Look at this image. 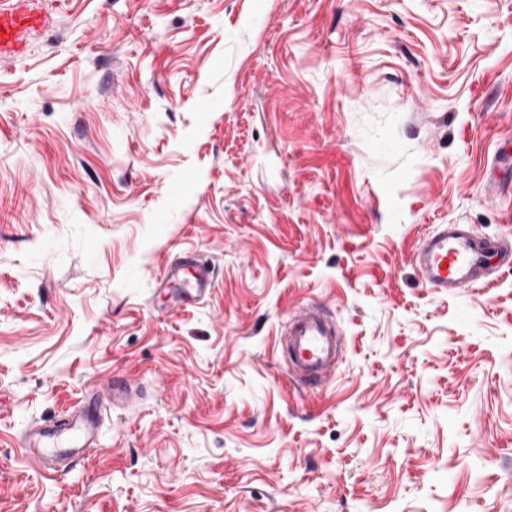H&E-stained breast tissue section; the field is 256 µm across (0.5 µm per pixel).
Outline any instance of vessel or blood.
<instances>
[{
	"instance_id": "b4317fda",
	"label": "vessel or blood",
	"mask_w": 512,
	"mask_h": 512,
	"mask_svg": "<svg viewBox=\"0 0 512 512\" xmlns=\"http://www.w3.org/2000/svg\"><path fill=\"white\" fill-rule=\"evenodd\" d=\"M32 0H0V58L19 55L21 35L38 27L41 14ZM413 263L423 283L442 295L478 284H490L497 267L512 263V242L489 241L470 224H439L426 235L413 254ZM190 274L196 296H203L213 283L214 265L194 251L165 267L161 282ZM335 321L317 305H304L291 312L286 322L283 355L289 372L312 385L328 382L334 375L339 354ZM100 391H92L83 409L64 425H36L28 434L26 450L47 465L65 456L76 458L95 446L100 420Z\"/></svg>"
}]
</instances>
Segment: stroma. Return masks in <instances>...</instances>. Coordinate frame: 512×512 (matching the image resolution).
Returning <instances> with one entry per match:
<instances>
[{
    "label": "stroma",
    "instance_id": "stroma-1",
    "mask_svg": "<svg viewBox=\"0 0 512 512\" xmlns=\"http://www.w3.org/2000/svg\"><path fill=\"white\" fill-rule=\"evenodd\" d=\"M37 4L0 58V512H512V268L412 264L512 240V0ZM306 303L346 346L316 392L276 351ZM116 378L85 460L24 455ZM413 263L428 288L448 296L460 288L490 284L497 267L512 263V244L491 242L471 224H439L420 241ZM192 277L191 288L194 289V298H201L212 287L214 265L203 255L195 251L184 254L182 259L173 266H166L160 276V284L179 278L183 273Z\"/></svg>",
    "mask_w": 512,
    "mask_h": 512
}]
</instances>
